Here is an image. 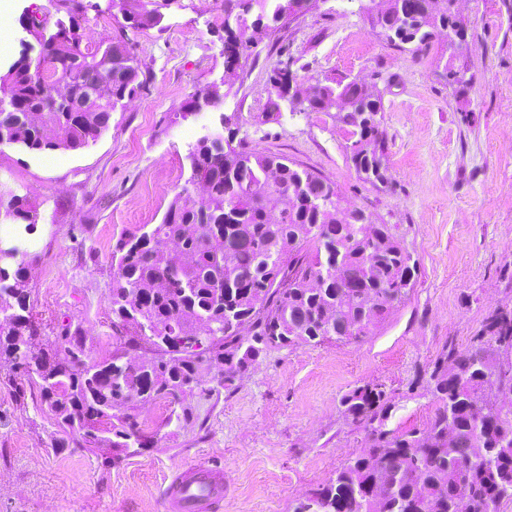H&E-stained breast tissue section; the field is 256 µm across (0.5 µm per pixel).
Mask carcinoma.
I'll return each instance as SVG.
<instances>
[{"mask_svg": "<svg viewBox=\"0 0 512 512\" xmlns=\"http://www.w3.org/2000/svg\"><path fill=\"white\" fill-rule=\"evenodd\" d=\"M68 20L47 32L29 14L21 20L39 54H22L0 75V146L29 152L78 150L109 127L111 113L91 102L74 112L60 97L86 100L90 75L112 84L107 103L117 108L145 87L135 45L125 34L95 46L84 43L80 0H63ZM175 0H123L135 29L156 26ZM312 7L311 0H224V80L188 104L216 107L238 82L240 59L250 51L243 32L269 35ZM372 28L392 45L427 48L446 39L448 78L465 82L454 64L469 50L457 0H375L360 5ZM292 77H269L270 106L280 107ZM304 112L336 109L352 127L351 160L368 181L381 171L386 138L381 102L365 86L317 81L300 101ZM220 146L201 136L191 146V180L207 179L206 194L183 188L162 222L120 239L112 252V319L131 332L126 344L92 359L68 323L55 337L58 359L37 346L41 335L29 304L28 250L0 263V363L35 383L62 432L116 455L151 443L134 414L137 400L180 401L201 385L202 366L222 365L231 383L267 350L325 342L359 343L373 335L414 287L415 264L389 224L362 209L363 223L346 221L336 185L270 153L249 151L230 120L221 121ZM39 212L26 195H10L0 222L29 234ZM382 243L367 260L365 246ZM512 309L486 318L482 335L465 349L449 346L434 363L426 394L435 411L423 429L394 431V407L378 386H360L341 399L343 415L365 431L367 446L311 490L294 512H500L512 500Z\"/></svg>", "mask_w": 512, "mask_h": 512, "instance_id": "carcinoma-1", "label": "carcinoma"}]
</instances>
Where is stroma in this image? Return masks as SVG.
<instances>
[{
    "mask_svg": "<svg viewBox=\"0 0 512 512\" xmlns=\"http://www.w3.org/2000/svg\"><path fill=\"white\" fill-rule=\"evenodd\" d=\"M81 2L80 32L93 42L123 27L120 0ZM34 8L51 23L66 16L59 0H0V74L31 43L19 20ZM460 15L466 84L443 79L441 41L391 45L355 0H320L258 38L219 109L190 112L192 96L224 75V0H176L158 26L129 30L149 84L99 138L56 154L0 146V193L28 195L39 212L27 236L0 224V239L24 237L30 252L33 315L49 337L80 326L95 358L126 336L109 302L118 240L161 223L190 179L189 144L223 115L247 149L288 158L393 225L416 262L407 300L373 336L271 350L225 386L211 366L184 401L139 405L152 444L117 461L109 448L60 445L39 390L0 366V512H164L171 474L202 458L224 465L214 512H292L366 446L342 414L344 394L382 386L395 400L388 429L425 427L434 404L411 397V384L447 346L465 348L496 308L512 307V0H469ZM284 62L298 94L330 78L379 95L385 182L359 177L335 112L269 111L268 76Z\"/></svg>",
    "mask_w": 512,
    "mask_h": 512,
    "instance_id": "1",
    "label": "stroma"
}]
</instances>
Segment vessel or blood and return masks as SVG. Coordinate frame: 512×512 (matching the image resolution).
Masks as SVG:
<instances>
[{
  "instance_id": "1",
  "label": "vessel or blood",
  "mask_w": 512,
  "mask_h": 512,
  "mask_svg": "<svg viewBox=\"0 0 512 512\" xmlns=\"http://www.w3.org/2000/svg\"><path fill=\"white\" fill-rule=\"evenodd\" d=\"M224 497V468L203 459L187 465L172 476L166 490L165 512H211Z\"/></svg>"
}]
</instances>
